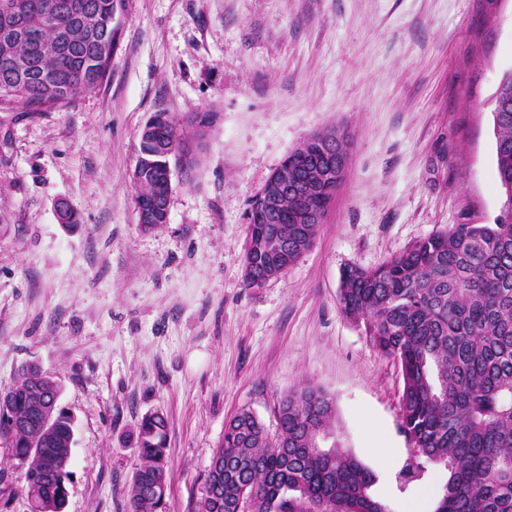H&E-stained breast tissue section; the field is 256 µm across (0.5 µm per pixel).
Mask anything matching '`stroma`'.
<instances>
[{
    "label": "stroma",
    "mask_w": 512,
    "mask_h": 512,
    "mask_svg": "<svg viewBox=\"0 0 512 512\" xmlns=\"http://www.w3.org/2000/svg\"><path fill=\"white\" fill-rule=\"evenodd\" d=\"M108 77L67 107L0 108V392L39 366L73 419L64 512H130L132 434L168 425L170 512H195L224 424L331 398L386 512H434L448 473L401 428L403 379L339 303L453 224L495 223L491 101L512 70V0H125ZM215 119L167 224L138 223L131 172L157 112ZM341 126L349 167L313 246L244 284L246 212L290 151ZM77 212L60 224L58 201Z\"/></svg>",
    "instance_id": "obj_1"
}]
</instances>
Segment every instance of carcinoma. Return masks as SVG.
<instances>
[{"instance_id": "1", "label": "carcinoma", "mask_w": 512, "mask_h": 512, "mask_svg": "<svg viewBox=\"0 0 512 512\" xmlns=\"http://www.w3.org/2000/svg\"><path fill=\"white\" fill-rule=\"evenodd\" d=\"M57 15L50 0H0V106L20 104L49 112L95 89L105 78L112 51H103L116 5L124 0H67ZM39 31L57 52L41 62L28 33ZM182 141L188 129L210 121L209 112L171 118ZM495 179L512 202V105L494 113ZM139 152L151 160L137 184L147 202L154 180L167 166L152 141ZM313 162L322 158V133L293 149ZM332 177L318 186L316 207L327 211L341 186ZM319 225H288V262L316 238ZM277 251L267 241L245 263L265 267ZM339 301L344 314L364 328L369 343L400 368L402 430L418 460L448 470L435 512H512V223L454 224L380 266L342 271ZM30 366L5 392L9 415H0V438L11 453L32 512H63L69 472L51 478L44 461L66 452L70 417L56 410L55 442L31 456L41 439L40 416L28 393ZM335 411L323 391L305 385L285 396L271 435L253 413L242 410L224 427L204 482L208 497L196 512H386L370 493L373 472L335 444L320 453L319 439L332 433ZM167 424L161 415L137 425L139 464L132 475V512H167Z\"/></svg>"}]
</instances>
